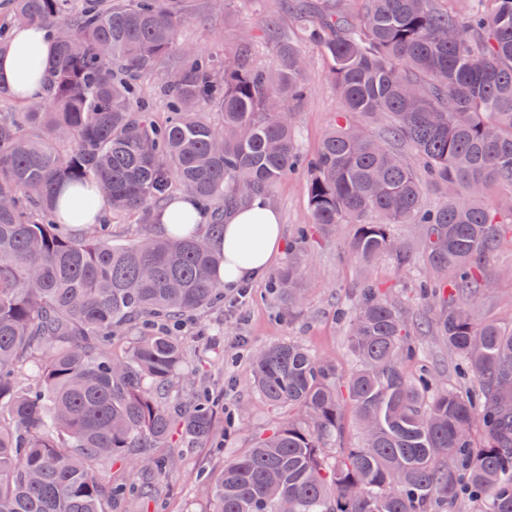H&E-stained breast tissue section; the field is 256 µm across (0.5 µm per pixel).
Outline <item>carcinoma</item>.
<instances>
[{
	"mask_svg": "<svg viewBox=\"0 0 512 512\" xmlns=\"http://www.w3.org/2000/svg\"><path fill=\"white\" fill-rule=\"evenodd\" d=\"M10 2L0 48L10 27L34 22L52 26L56 44L45 98L0 113V512H113L183 465L169 451L175 434L183 448L213 435L219 397L185 411L172 390L182 330L224 303L210 248L224 211L211 205L265 194L295 170L306 42L322 48L343 102L308 164L313 223L356 225L350 248L364 264L410 261L391 227L415 225L420 288L436 314L415 325L365 279L344 312L349 376L291 339L256 350L253 383L288 419L199 474L207 512H448L460 497L512 512V327L473 316L493 285L485 267L512 232L483 203L490 187L512 186V0H477L465 14L437 0H368L357 17L324 0L296 16L292 38L263 14L273 74L250 65L252 36L224 63L181 47L194 0ZM160 71L163 122L136 86ZM204 109L224 123L203 120ZM381 113L387 135L357 134ZM426 179L453 195L426 205ZM63 186L100 187V222L78 232V210L59 223ZM176 190L207 223L197 229L187 213L167 239L112 242V217L151 224ZM304 256L293 251L275 277L290 311L304 298ZM430 327L476 389L404 372L413 333ZM345 404L360 444L328 460L321 449L342 438ZM145 443L165 452L133 460L129 449ZM117 463L151 477L104 474Z\"/></svg>",
	"mask_w": 512,
	"mask_h": 512,
	"instance_id": "obj_1",
	"label": "carcinoma"
}]
</instances>
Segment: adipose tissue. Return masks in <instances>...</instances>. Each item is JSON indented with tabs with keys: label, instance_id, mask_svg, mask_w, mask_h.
<instances>
[{
	"label": "adipose tissue",
	"instance_id": "obj_1",
	"mask_svg": "<svg viewBox=\"0 0 512 512\" xmlns=\"http://www.w3.org/2000/svg\"><path fill=\"white\" fill-rule=\"evenodd\" d=\"M9 46L0 56V84L26 102L46 94L49 62L55 39L49 28L33 24L12 28ZM282 246V229L277 212L265 196H253L248 202L228 212L224 235L214 239L212 249L224 263L217 277L226 285L263 275Z\"/></svg>",
	"mask_w": 512,
	"mask_h": 512
}]
</instances>
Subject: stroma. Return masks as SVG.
<instances>
[{
  "instance_id": "35a3bbf8",
  "label": "stroma",
  "mask_w": 512,
  "mask_h": 512,
  "mask_svg": "<svg viewBox=\"0 0 512 512\" xmlns=\"http://www.w3.org/2000/svg\"><path fill=\"white\" fill-rule=\"evenodd\" d=\"M260 35L259 13L254 0H232L228 11L199 9L179 30L178 41L203 53L222 59L233 58L244 33ZM308 62L309 94L294 113L300 131L299 153L315 156L325 134L335 126L341 102L329 78L319 47H304ZM267 200L282 224L283 244L267 275L248 282L249 295L243 305L212 308L201 313L183 338L187 368L175 381L183 397L197 395L201 383L222 387L224 408L233 421H219L224 435L223 448H197L188 454L180 469L171 473V489L165 507L148 500L126 505L125 512H205L204 497L196 483V473L220 470L226 457L247 450L253 437L266 433L284 420L287 411L269 405L252 384L249 356L258 347L291 338L306 345L320 357L331 360L339 375H348L353 361L345 343L346 322L340 313L351 303L357 285L365 279L379 284L387 296L414 319H430L431 302L416 294L423 276L419 260L405 265L383 258L372 264L358 262L350 243L355 225L339 224L331 232L315 229L309 205L308 182L304 173L282 178L268 193ZM309 229L306 246L304 286L306 299L301 308L287 311L270 288L274 273L287 266L301 229ZM512 266V239H504L485 273L494 286L475 311L480 321L508 327L512 325V275L503 269ZM420 354L407 365L413 374L427 368L436 373L441 386L466 389L467 383L455 373V359L439 337L413 339Z\"/></svg>"
}]
</instances>
